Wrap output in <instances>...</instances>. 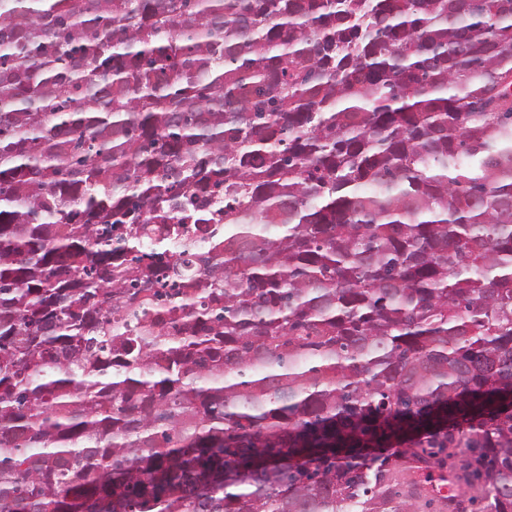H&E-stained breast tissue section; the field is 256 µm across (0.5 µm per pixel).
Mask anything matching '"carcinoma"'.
<instances>
[{
	"mask_svg": "<svg viewBox=\"0 0 512 512\" xmlns=\"http://www.w3.org/2000/svg\"><path fill=\"white\" fill-rule=\"evenodd\" d=\"M512 0H0V512H512ZM405 449L406 453L404 450H401L400 448L396 449L393 453V455L405 453L402 456H392L391 452H385L384 454H371L368 458H371L372 456L389 457L393 464H396L401 468L411 470V472H413V476L415 477V479H421L422 481L429 480L431 482L438 483V476L442 472V469L437 467L436 465L426 466L424 464H421V448Z\"/></svg>",
	"mask_w": 512,
	"mask_h": 512,
	"instance_id": "obj_1",
	"label": "carcinoma"
}]
</instances>
